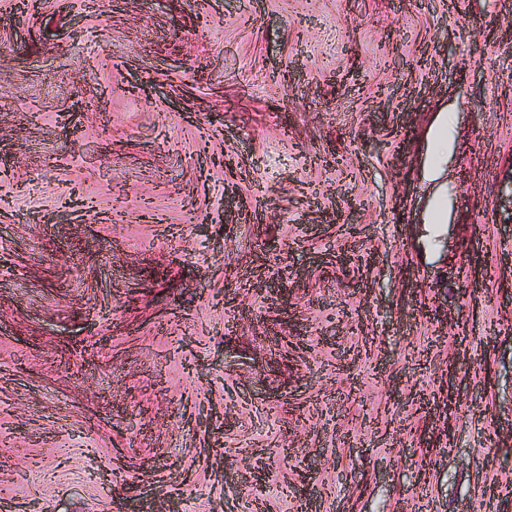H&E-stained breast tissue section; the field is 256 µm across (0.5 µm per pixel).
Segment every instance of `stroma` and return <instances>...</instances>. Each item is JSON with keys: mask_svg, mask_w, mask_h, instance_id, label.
Masks as SVG:
<instances>
[{"mask_svg": "<svg viewBox=\"0 0 512 512\" xmlns=\"http://www.w3.org/2000/svg\"><path fill=\"white\" fill-rule=\"evenodd\" d=\"M19 3L0 512H512V0Z\"/></svg>", "mask_w": 512, "mask_h": 512, "instance_id": "obj_1", "label": "stroma"}]
</instances>
